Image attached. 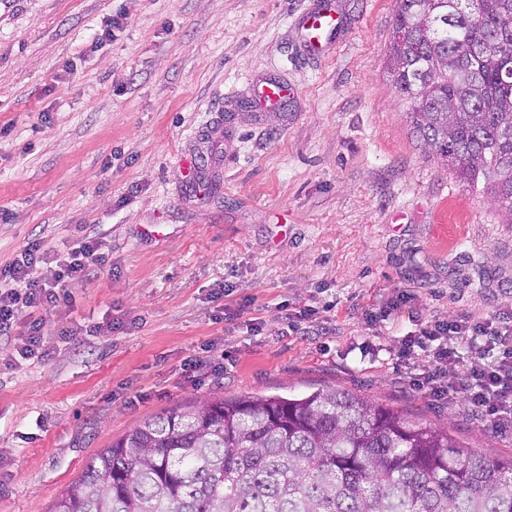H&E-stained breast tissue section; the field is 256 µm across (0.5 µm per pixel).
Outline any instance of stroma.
Returning <instances> with one entry per match:
<instances>
[{
    "label": "stroma",
    "instance_id": "obj_1",
    "mask_svg": "<svg viewBox=\"0 0 512 512\" xmlns=\"http://www.w3.org/2000/svg\"><path fill=\"white\" fill-rule=\"evenodd\" d=\"M309 5L0 0V266L79 225L108 256L46 312L47 357L0 361V512H50L102 448L204 396L336 388L512 460V427L405 380L408 319H365L401 292L420 319L512 318V223L414 134L386 70L397 0H336L349 28L315 57ZM271 75L289 110L249 103ZM284 302L317 309L305 334Z\"/></svg>",
    "mask_w": 512,
    "mask_h": 512
}]
</instances>
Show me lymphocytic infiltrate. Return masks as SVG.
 Returning a JSON list of instances; mask_svg holds the SVG:
<instances>
[{
    "instance_id": "obj_1",
    "label": "lymphocytic infiltrate",
    "mask_w": 512,
    "mask_h": 512,
    "mask_svg": "<svg viewBox=\"0 0 512 512\" xmlns=\"http://www.w3.org/2000/svg\"><path fill=\"white\" fill-rule=\"evenodd\" d=\"M106 263L103 243L82 234L62 251H48L41 241L28 242L8 264L0 266V335L19 354L41 353L44 310L71 303L69 286L94 278ZM411 385L512 426V321L493 316L460 315L417 321L393 349ZM462 378L448 385V364Z\"/></svg>"
}]
</instances>
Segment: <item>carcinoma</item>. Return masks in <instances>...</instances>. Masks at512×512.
I'll return each mask as SVG.
<instances>
[{
    "label": "carcinoma",
    "instance_id": "1",
    "mask_svg": "<svg viewBox=\"0 0 512 512\" xmlns=\"http://www.w3.org/2000/svg\"><path fill=\"white\" fill-rule=\"evenodd\" d=\"M389 59L416 137L512 216V0H399ZM52 512H512V463L336 388L205 397L101 449Z\"/></svg>",
    "mask_w": 512,
    "mask_h": 512
}]
</instances>
